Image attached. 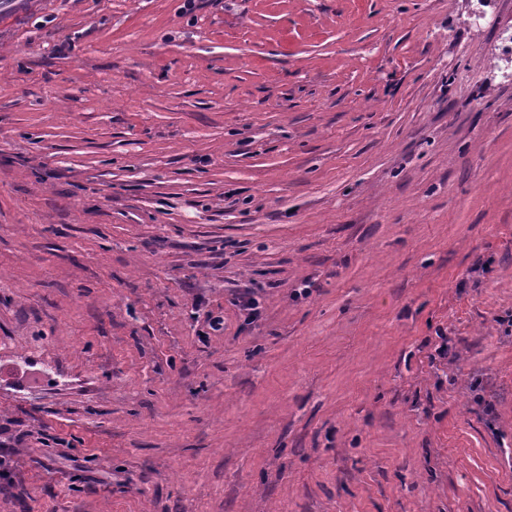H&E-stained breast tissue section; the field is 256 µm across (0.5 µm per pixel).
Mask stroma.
<instances>
[{
	"label": "stroma",
	"instance_id": "1",
	"mask_svg": "<svg viewBox=\"0 0 512 512\" xmlns=\"http://www.w3.org/2000/svg\"><path fill=\"white\" fill-rule=\"evenodd\" d=\"M13 2L0 512H512V0Z\"/></svg>",
	"mask_w": 512,
	"mask_h": 512
}]
</instances>
